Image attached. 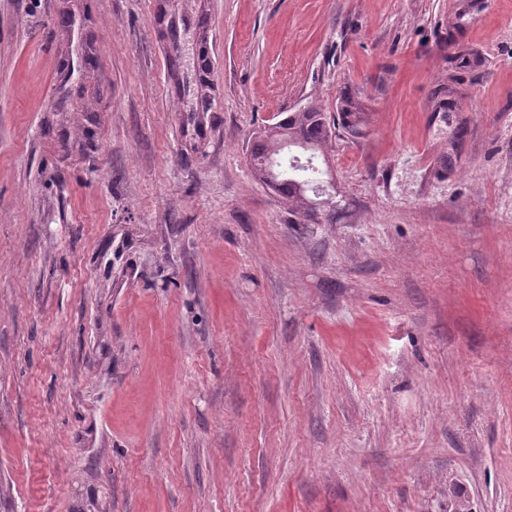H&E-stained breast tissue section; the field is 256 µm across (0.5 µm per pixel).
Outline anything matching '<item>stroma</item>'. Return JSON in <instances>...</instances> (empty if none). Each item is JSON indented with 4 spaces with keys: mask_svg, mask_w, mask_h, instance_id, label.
Segmentation results:
<instances>
[{
    "mask_svg": "<svg viewBox=\"0 0 512 512\" xmlns=\"http://www.w3.org/2000/svg\"><path fill=\"white\" fill-rule=\"evenodd\" d=\"M311 100L314 220L249 161ZM462 500L512 512V0H0V512Z\"/></svg>",
    "mask_w": 512,
    "mask_h": 512,
    "instance_id": "35a3bbf8",
    "label": "stroma"
}]
</instances>
